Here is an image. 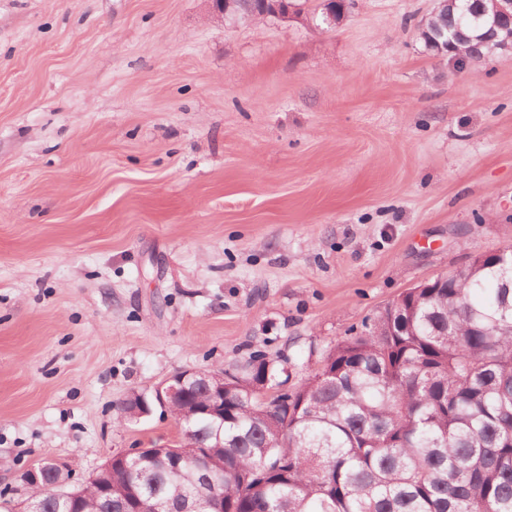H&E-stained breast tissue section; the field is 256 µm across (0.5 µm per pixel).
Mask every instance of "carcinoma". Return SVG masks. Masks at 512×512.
I'll list each match as a JSON object with an SVG mask.
<instances>
[{
	"label": "carcinoma",
	"mask_w": 512,
	"mask_h": 512,
	"mask_svg": "<svg viewBox=\"0 0 512 512\" xmlns=\"http://www.w3.org/2000/svg\"><path fill=\"white\" fill-rule=\"evenodd\" d=\"M229 20L253 18L266 0H232ZM315 15L316 0H286ZM500 0H455L419 27L432 53L450 39L478 60L512 36ZM287 360L262 354L224 370V422L197 413L202 386L172 404L201 449L112 465V493L89 487L84 512H180L189 498L209 512H512V247L478 254L443 283L409 288L323 355L288 404L257 393L288 382ZM224 437L214 447L213 433ZM37 512H69L47 487Z\"/></svg>",
	"instance_id": "obj_1"
}]
</instances>
